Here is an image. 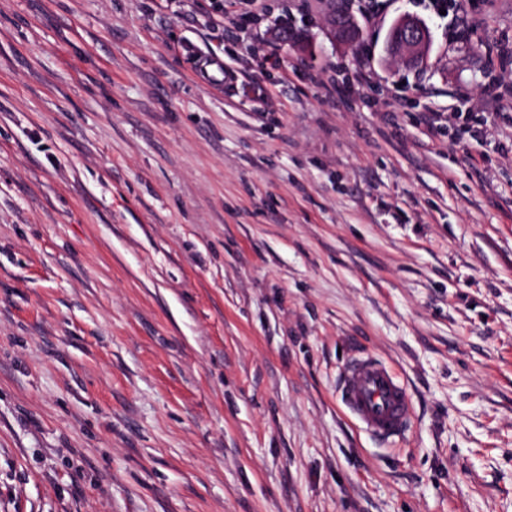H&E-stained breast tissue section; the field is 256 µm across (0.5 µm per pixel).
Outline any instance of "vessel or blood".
Returning <instances> with one entry per match:
<instances>
[{
    "label": "vessel or blood",
    "mask_w": 512,
    "mask_h": 512,
    "mask_svg": "<svg viewBox=\"0 0 512 512\" xmlns=\"http://www.w3.org/2000/svg\"><path fill=\"white\" fill-rule=\"evenodd\" d=\"M336 393L359 427L387 445L402 441L413 418L412 400L396 369L372 353L339 370Z\"/></svg>",
    "instance_id": "obj_1"
}]
</instances>
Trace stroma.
Returning a JSON list of instances; mask_svg holds the SVG:
<instances>
[{
  "label": "stroma",
  "mask_w": 512,
  "mask_h": 512,
  "mask_svg": "<svg viewBox=\"0 0 512 512\" xmlns=\"http://www.w3.org/2000/svg\"><path fill=\"white\" fill-rule=\"evenodd\" d=\"M261 3L0 0V512H512V0ZM387 51L407 67L421 66L430 46V32L425 22L412 14L399 16L391 25ZM336 393L359 427L387 445L402 441L413 418L412 400L396 369L373 353L339 370Z\"/></svg>",
  "instance_id": "1"
}]
</instances>
